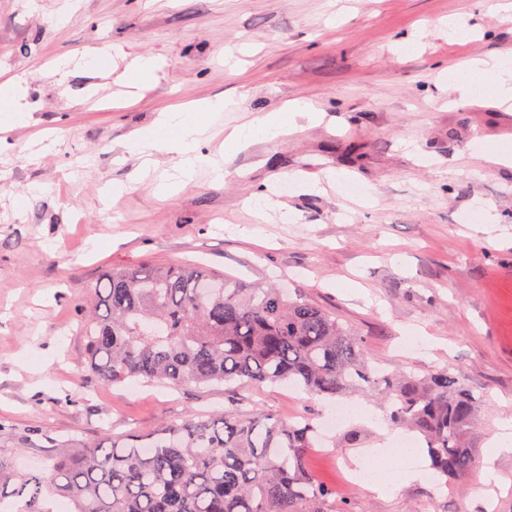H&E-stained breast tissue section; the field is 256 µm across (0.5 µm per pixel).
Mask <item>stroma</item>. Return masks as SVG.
<instances>
[{
  "mask_svg": "<svg viewBox=\"0 0 512 512\" xmlns=\"http://www.w3.org/2000/svg\"><path fill=\"white\" fill-rule=\"evenodd\" d=\"M499 2L0 0V82L24 77L31 106L24 125L0 136V418L43 435L36 451L0 437L13 468L43 469L57 440L94 445L189 410L230 409L220 386L101 388L85 368L76 307L92 302L101 275L180 261L301 293L360 335L381 373L462 370L481 398L469 444L484 459L512 418V169L480 147L501 141L512 109L460 100L454 78L512 56V10ZM452 16L475 38L450 36ZM148 56L160 63L154 77L128 87L126 70ZM218 97L226 107L197 152L223 163V181L202 167L179 182L171 156L147 171L128 152L161 112ZM298 98L324 120L225 157L228 131ZM331 171L348 172L373 204L330 186ZM163 180L174 184L164 198ZM267 185L282 209L260 224L247 200ZM482 202L496 223H468ZM410 331L434 348L407 345ZM246 395L288 422L320 424L328 406L285 384ZM349 399L378 423L351 419L309 453L337 502L418 512L430 498L432 512H512V453L493 462L495 482H452L434 497L419 435L398 459L415 479L391 493L345 485V467L382 446L390 425L375 397Z\"/></svg>",
  "mask_w": 512,
  "mask_h": 512,
  "instance_id": "obj_1",
  "label": "stroma"
}]
</instances>
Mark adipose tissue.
Returning <instances> with one entry per match:
<instances>
[{
    "label": "adipose tissue",
    "instance_id": "1",
    "mask_svg": "<svg viewBox=\"0 0 512 512\" xmlns=\"http://www.w3.org/2000/svg\"><path fill=\"white\" fill-rule=\"evenodd\" d=\"M461 99L471 101L488 95L494 102L512 101V58L493 65L490 69L470 70L467 77L458 80ZM223 102L178 105L164 112L148 129L135 133L130 142L131 151L152 155L164 153L175 156L176 165L183 177H191L200 161L197 153L198 136L204 124L202 114L223 111ZM289 120L303 119L311 123L321 121L324 113L311 102L293 100L286 104L284 112ZM29 104L22 77L0 83V130H8L23 124L28 116ZM282 112H270L253 119L249 124L235 128L224 141L225 153H238L258 140H274L287 133L289 120H282Z\"/></svg>",
    "mask_w": 512,
    "mask_h": 512
}]
</instances>
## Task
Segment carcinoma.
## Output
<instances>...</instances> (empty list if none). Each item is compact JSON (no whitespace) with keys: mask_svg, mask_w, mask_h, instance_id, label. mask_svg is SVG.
I'll list each match as a JSON object with an SVG mask.
<instances>
[{"mask_svg":"<svg viewBox=\"0 0 512 512\" xmlns=\"http://www.w3.org/2000/svg\"><path fill=\"white\" fill-rule=\"evenodd\" d=\"M80 308L81 335L99 385L169 387L288 383L339 399L356 387L390 405L389 419L419 433L435 481H465L466 445L480 400L448 370L379 375L350 327L301 294L247 283L196 264L112 267ZM315 426L257 408L214 417L193 412L124 443L58 448L44 471L17 473L0 456V506L10 512H350L307 465Z\"/></svg>","mask_w":512,"mask_h":512,"instance_id":"carcinoma-1","label":"carcinoma"}]
</instances>
